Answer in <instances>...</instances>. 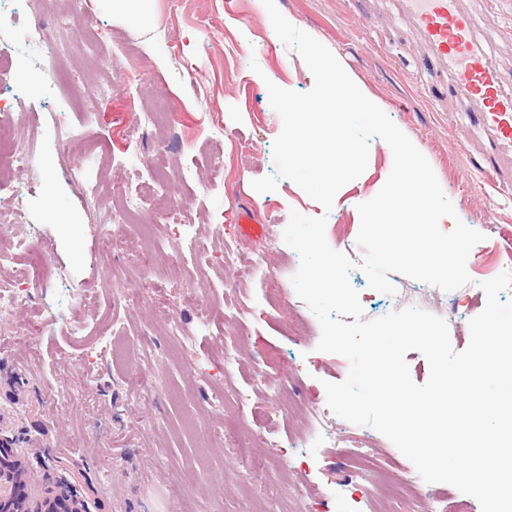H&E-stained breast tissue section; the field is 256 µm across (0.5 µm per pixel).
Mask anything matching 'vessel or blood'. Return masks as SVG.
<instances>
[{
    "label": "vessel or blood",
    "mask_w": 512,
    "mask_h": 512,
    "mask_svg": "<svg viewBox=\"0 0 512 512\" xmlns=\"http://www.w3.org/2000/svg\"><path fill=\"white\" fill-rule=\"evenodd\" d=\"M473 0H390L417 49L419 87L432 111L457 112L475 171L512 194V78L493 60Z\"/></svg>",
    "instance_id": "vessel-or-blood-1"
}]
</instances>
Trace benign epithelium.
<instances>
[{
	"label": "benign epithelium",
	"instance_id": "7a95c632",
	"mask_svg": "<svg viewBox=\"0 0 512 512\" xmlns=\"http://www.w3.org/2000/svg\"><path fill=\"white\" fill-rule=\"evenodd\" d=\"M28 476L19 462L9 460V444L0 441V512H87L83 502L74 494L48 493L30 502L23 487Z\"/></svg>",
	"mask_w": 512,
	"mask_h": 512
}]
</instances>
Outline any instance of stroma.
Instances as JSON below:
<instances>
[{
    "instance_id": "35a3bbf8",
    "label": "stroma",
    "mask_w": 512,
    "mask_h": 512,
    "mask_svg": "<svg viewBox=\"0 0 512 512\" xmlns=\"http://www.w3.org/2000/svg\"><path fill=\"white\" fill-rule=\"evenodd\" d=\"M293 25L338 56L379 101L430 163L456 218L484 234L467 259L471 284L451 292L398 272L389 273L395 295L371 289L361 270L349 280L364 316L375 319L414 306L448 324L454 350L470 343V320L485 307L480 282L501 274V252L512 237V206L492 195L483 178L466 167L463 144L447 114L432 111L414 90V77L394 54L409 35L389 0H277ZM86 20L81 31L64 30L61 43L93 72L86 87L91 108L71 97L65 81L46 96L48 75L29 60H13L24 88L17 138L28 148V193L10 217V266L28 268L32 251L45 255L32 300L0 322V439L33 473L29 500L65 486L88 512H359L367 480L353 478L340 448L296 447L306 415L289 397L306 399L325 382L345 380L348 361L319 351L321 327L297 296L291 278L298 253L283 232L291 211L326 216L325 235L335 250L361 261L354 222L359 204L385 184L393 153L372 140L368 165L336 194L331 211L293 181L260 193L254 180L275 174L273 142L282 121L272 109L268 84L299 93L315 83L305 62L276 35L262 0H149L154 20L141 24L115 15L106 0H63ZM138 69L133 83L113 81L96 90L107 68ZM168 101L171 124L126 140L157 101ZM73 138L72 159L95 170L104 186L97 209L119 205L114 184L141 192L152 170L164 172L171 203L190 208L202 253L182 248L150 206L141 224L162 239L164 257L151 263L127 255L105 257L91 229L94 219L83 195L69 184L57 147L59 124ZM170 152L155 154L158 141ZM249 214L251 223L235 219ZM38 225L39 237L29 235ZM141 224L116 223L113 233L139 250ZM263 255L248 278L239 268ZM165 282L169 311L194 330L192 348L170 333L149 299L146 280ZM94 282L98 292L84 295ZM221 311L207 329L196 327L199 311L190 291ZM44 331L33 350L17 343L32 323ZM116 334L113 353L87 371L72 359L95 347L103 328ZM233 361L216 385L201 365L218 349ZM287 382L291 393L274 384ZM336 426L362 447L374 449L382 481L408 474V495L384 497L383 512H423L425 504L462 494L447 483H426L414 465L377 430L337 419Z\"/></svg>"
}]
</instances>
